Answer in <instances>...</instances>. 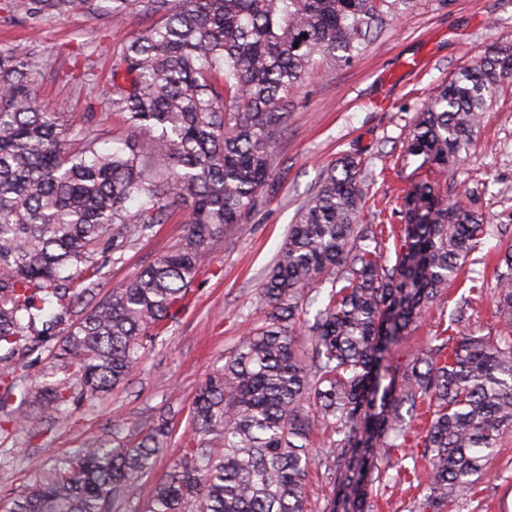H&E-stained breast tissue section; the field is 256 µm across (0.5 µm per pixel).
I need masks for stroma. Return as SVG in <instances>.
Instances as JSON below:
<instances>
[{
  "mask_svg": "<svg viewBox=\"0 0 512 512\" xmlns=\"http://www.w3.org/2000/svg\"><path fill=\"white\" fill-rule=\"evenodd\" d=\"M151 23V17L140 12L118 28L108 19L79 14L48 19L32 33L20 23L0 20V46L36 41L52 64L40 86L44 103L65 121L89 119L96 129L119 131L121 117L104 105H91L87 90L73 78L70 54L80 43L92 51L100 76L97 90L105 92L113 46ZM511 40L512 0H412L348 64L334 68L315 62L309 80L291 98L287 131L278 148V194L253 211L246 223L225 231L208 268L194 281L184 309L169 321L164 343L146 351L129 385L83 401L67 419L44 424L37 435H0V448L9 449L15 459L14 466L0 468V502L8 501L55 458L110 438L113 425H122L128 439L138 441L171 407L177 411L173 434L123 506V512H146L154 486L179 454L200 384L223 365L250 328L264 321L262 281L300 206L317 189L326 169L345 154L362 153L375 173L369 193L383 210L379 217L366 210L363 221L400 224L388 205L418 180L415 165H402L400 159L416 112L470 56L490 43ZM449 177L455 188L474 194L499 233L472 252L445 296L430 305L400 341L395 350L399 361L432 345L461 302L468 312L463 330L499 333L490 250L512 246V79L501 87L469 152ZM185 233V214L175 212L152 237L128 250L121 263L104 268L101 292L136 275ZM480 487L458 512H512V433L505 434L488 457Z\"/></svg>",
  "mask_w": 512,
  "mask_h": 512,
  "instance_id": "35a3bbf8",
  "label": "stroma"
}]
</instances>
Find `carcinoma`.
I'll use <instances>...</instances> for the list:
<instances>
[{"instance_id": "obj_1", "label": "carcinoma", "mask_w": 512, "mask_h": 512, "mask_svg": "<svg viewBox=\"0 0 512 512\" xmlns=\"http://www.w3.org/2000/svg\"><path fill=\"white\" fill-rule=\"evenodd\" d=\"M409 3L4 0L3 20L19 16L33 30L80 13L155 21L112 53L107 105L126 135L110 149L39 101L41 50L0 46L1 430L34 434L134 375L224 229L277 193L290 96L315 58L349 61ZM511 77L512 42L493 43L416 112L402 160L422 159L425 177L399 201L394 264L381 225L359 223L362 154L327 170L263 284V324L206 377L147 512H308L313 468L331 485L323 512H375L390 470L414 491L412 512H455L476 496L488 451L512 431V248L498 258V335L442 336L404 363L393 348L490 234L483 213L455 198L448 172ZM182 206L183 241L99 296L106 263L122 262ZM326 281L314 321L301 319ZM39 350L50 380L33 389L15 372ZM420 410L424 480L402 453ZM317 423L337 436L327 453L310 446ZM169 434L166 417L134 444L115 426L0 512H120Z\"/></svg>"}]
</instances>
